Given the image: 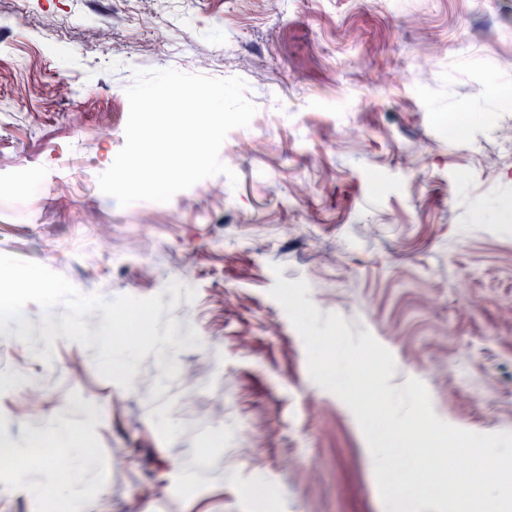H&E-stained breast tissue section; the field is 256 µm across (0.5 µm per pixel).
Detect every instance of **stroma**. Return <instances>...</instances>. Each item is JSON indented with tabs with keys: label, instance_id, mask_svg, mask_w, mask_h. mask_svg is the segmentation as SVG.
Returning <instances> with one entry per match:
<instances>
[{
	"label": "stroma",
	"instance_id": "obj_1",
	"mask_svg": "<svg viewBox=\"0 0 512 512\" xmlns=\"http://www.w3.org/2000/svg\"><path fill=\"white\" fill-rule=\"evenodd\" d=\"M168 68L245 80L256 113L220 150L238 181L120 206L98 177L125 90ZM510 88L512 0H0V254L106 302L160 296L158 331L194 339L155 346L125 389L27 304L28 342L0 334V439L82 429L94 460L68 512H385L359 424L270 295L279 275L392 353L389 386L420 380L444 421L512 432ZM45 464L0 468V512H40Z\"/></svg>",
	"mask_w": 512,
	"mask_h": 512
}]
</instances>
